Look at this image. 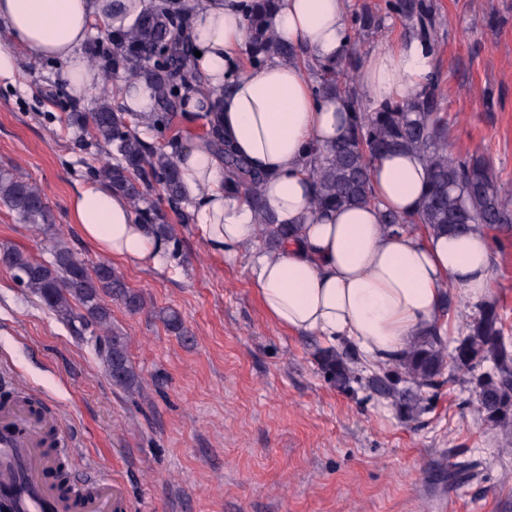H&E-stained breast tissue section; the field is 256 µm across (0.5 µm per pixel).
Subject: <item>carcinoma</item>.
Returning <instances> with one entry per match:
<instances>
[{"instance_id": "obj_1", "label": "carcinoma", "mask_w": 512, "mask_h": 512, "mask_svg": "<svg viewBox=\"0 0 512 512\" xmlns=\"http://www.w3.org/2000/svg\"><path fill=\"white\" fill-rule=\"evenodd\" d=\"M275 5L276 0H245L249 64L260 66L271 56L302 62L316 75L319 96L341 97L350 108L346 132L328 147L314 149L309 161L313 210L371 203L372 162L388 153L406 152L426 167L424 201L410 216L385 213L382 224L387 230L397 233L418 226L440 236L482 227L512 233V200L502 195L493 162L483 153L451 156L446 152L448 123L434 81L405 101L375 112L365 108L354 88V76L361 59V37L378 29L377 16L369 11L352 14L351 28L357 38L336 63L325 66L305 58L303 49L276 38L269 25ZM386 7L414 22L422 39H430L435 20L426 0H386ZM185 11L186 5L176 0H152L132 27L112 37V46L104 49L112 55V70H121L126 80L143 81L153 90L158 112L149 126L154 129L167 126L173 115L183 111L188 91L206 98L211 95L194 71L189 45L178 37ZM73 119L89 124L95 141L110 147L109 160L94 169L97 181L129 199L137 220L153 233L175 240L174 225L168 223L164 211L154 205L141 206L149 192L157 191L171 210L182 211L184 191L173 156L148 145L138 132L137 115L122 111L106 91L93 111L75 112ZM208 135L224 154L228 186L259 205L263 177L233 153L213 122ZM0 204L26 224H51V209L43 190L11 169H0ZM258 225L261 239L270 248L300 235L299 227L277 224L263 211L259 212ZM46 251L50 259L38 260L22 250L3 248L0 265L75 335L94 337L91 345L114 385L129 392L137 390L140 383L129 359L127 341L112 331L108 300H119L128 310L138 312L145 308V299L129 289L107 262L81 260L55 237L48 239ZM464 330L449 354L441 327L432 326L401 356L373 370L366 377L367 387L412 418L422 410L425 390L437 387L438 377L450 363L453 370L469 375L467 383L472 385L484 423L512 433V342L505 337L504 321L495 304L478 308L466 319ZM488 362L493 367L485 371ZM320 365L340 390L359 380L356 360L347 350L322 351Z\"/></svg>"}]
</instances>
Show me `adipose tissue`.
Returning <instances> with one entry per match:
<instances>
[{
    "label": "adipose tissue",
    "instance_id": "ef3b65f1",
    "mask_svg": "<svg viewBox=\"0 0 512 512\" xmlns=\"http://www.w3.org/2000/svg\"><path fill=\"white\" fill-rule=\"evenodd\" d=\"M145 7L146 0H0V21L14 45L65 62L68 87L81 98L107 81L84 56L92 24L117 33ZM346 16L347 0H278L271 25L282 41L330 64L346 51ZM182 36L197 51L195 66L213 92L204 103L190 96L188 108L209 109L235 153L265 175L262 203L276 222L302 227L299 239L258 252L252 266L269 321L330 343L351 342L369 360L386 362L431 328L444 292L476 308L488 303L487 231L439 237L420 228L384 231L383 211L410 215L422 205L426 170L414 155L389 154L373 162L371 204L326 213L311 209V152L343 133L348 108L341 99L316 96L302 65L273 58L244 67L241 0H192ZM433 69L430 45L415 37L367 53L358 80L374 111L408 99ZM174 160L199 236L214 254L236 258L258 236L251 199L226 188L224 160L208 136L191 137ZM70 211L100 253L139 267L168 262L169 242L136 220L124 196L86 186L72 195Z\"/></svg>",
    "mask_w": 512,
    "mask_h": 512
}]
</instances>
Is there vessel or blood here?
Returning <instances> with one entry per match:
<instances>
[{
    "label": "vessel or blood",
    "mask_w": 512,
    "mask_h": 512,
    "mask_svg": "<svg viewBox=\"0 0 512 512\" xmlns=\"http://www.w3.org/2000/svg\"><path fill=\"white\" fill-rule=\"evenodd\" d=\"M77 444L52 407L32 410L12 398L0 403V499L12 512H112V478L89 463L85 484L60 491L55 468Z\"/></svg>",
    "instance_id": "obj_1"
}]
</instances>
